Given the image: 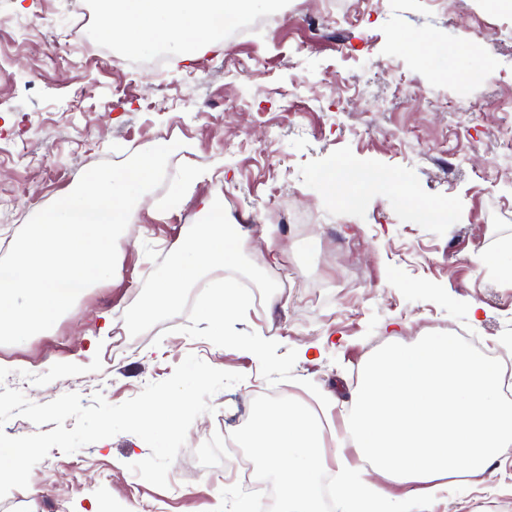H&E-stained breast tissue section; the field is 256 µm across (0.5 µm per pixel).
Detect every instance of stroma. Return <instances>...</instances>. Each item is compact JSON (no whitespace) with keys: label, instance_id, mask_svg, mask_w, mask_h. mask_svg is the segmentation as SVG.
<instances>
[{"label":"stroma","instance_id":"1","mask_svg":"<svg viewBox=\"0 0 512 512\" xmlns=\"http://www.w3.org/2000/svg\"><path fill=\"white\" fill-rule=\"evenodd\" d=\"M270 0L262 15L270 28L232 42L218 37L201 51L163 44L149 56L159 71L132 68L121 40L110 64L96 55L59 66L53 50L74 21L69 0H0V54L12 77L0 81V257L27 222L75 187L77 174L99 162L125 161L159 143L180 141L165 185L185 189L181 208L166 196L144 194L136 217L118 240L116 273L92 288L47 331L20 344L0 345L5 384L35 403L78 393L112 404L169 378L188 354L214 368L243 374L242 382L210 400L172 464L167 488L130 471L148 457L139 437L121 433L75 453L51 449L32 470L28 488L0 499V512L17 501L63 503L66 512H214L221 489L234 483L212 424L242 427L255 397L314 391L335 401L331 435L356 400L361 371L397 329L412 343L435 331L471 337L488 351L512 357V282L491 265L512 240V159L502 156L499 130L512 120V0ZM452 51L449 64H431L410 39ZM390 65L405 79L399 89L383 74ZM299 95H289L292 86ZM498 101L502 110L457 111L460 103ZM337 162L360 171L396 174L413 194L400 202L370 189L347 206L320 190L316 176ZM490 170L484 178L482 170ZM231 189L238 205L229 220L250 229L255 257L263 243L274 256L263 269L280 295L252 303L237 331L278 342L279 354L311 344L298 356L294 378L269 385L250 352L218 347L179 333L187 315L128 336L124 314L141 294L154 264L152 246L167 255L198 221L200 202ZM441 214L421 220L418 208ZM320 298L310 302V285ZM124 336L116 353L103 322ZM101 371L35 386L21 371L45 373L53 364ZM314 390H307L305 381ZM512 506V458L495 463L466 488L436 495L433 512H483L484 503Z\"/></svg>","mask_w":512,"mask_h":512}]
</instances>
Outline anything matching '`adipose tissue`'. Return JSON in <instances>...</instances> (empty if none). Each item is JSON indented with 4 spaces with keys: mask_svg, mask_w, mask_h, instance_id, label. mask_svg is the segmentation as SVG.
Wrapping results in <instances>:
<instances>
[{
    "mask_svg": "<svg viewBox=\"0 0 512 512\" xmlns=\"http://www.w3.org/2000/svg\"><path fill=\"white\" fill-rule=\"evenodd\" d=\"M258 0H107L100 31L120 37L126 52L139 54L150 44L173 49L191 38L205 41L224 31L225 20L247 16Z\"/></svg>",
    "mask_w": 512,
    "mask_h": 512,
    "instance_id": "obj_1",
    "label": "adipose tissue"
}]
</instances>
